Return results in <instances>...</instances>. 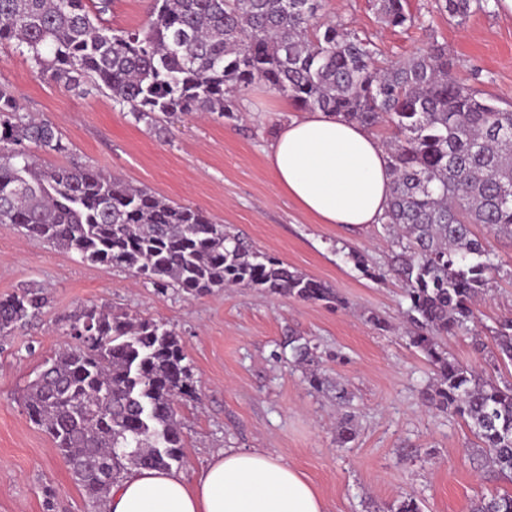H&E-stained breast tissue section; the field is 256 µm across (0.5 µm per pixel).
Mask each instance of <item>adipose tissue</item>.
<instances>
[{
	"instance_id": "1",
	"label": "adipose tissue",
	"mask_w": 512,
	"mask_h": 512,
	"mask_svg": "<svg viewBox=\"0 0 512 512\" xmlns=\"http://www.w3.org/2000/svg\"><path fill=\"white\" fill-rule=\"evenodd\" d=\"M280 189L322 224L380 223L393 175L365 128L308 112L277 132L268 153ZM108 512H327L313 484L269 450L228 448L195 484L136 468L112 488Z\"/></svg>"
}]
</instances>
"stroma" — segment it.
Listing matches in <instances>:
<instances>
[{"label":"stroma","instance_id":"obj_1","mask_svg":"<svg viewBox=\"0 0 512 512\" xmlns=\"http://www.w3.org/2000/svg\"><path fill=\"white\" fill-rule=\"evenodd\" d=\"M410 28L380 23L371 0H326L327 18L365 32L392 59L437 38L455 58L464 83L512 109V14L497 7L449 21L435 0H408ZM24 112L50 120L68 151L43 153L50 167L87 164L200 207L259 250L335 288L344 306L305 302L241 286L188 298L158 292L130 272L83 262L73 252L34 244L0 224V296L42 284L48 304L12 335L0 336V512H92L51 438L28 418L22 394L42 364L70 344L65 330L83 307H106L163 321L174 329L192 367L196 395L179 405L187 483L227 448H265L300 470L328 512H394L414 495L423 512H472L481 496L512 493L460 417L431 407L433 373L403 334V283L378 280L355 255L384 264L383 225L347 229L321 224L281 191L267 161L281 126L299 115L263 83L240 98L238 120L185 117L156 133L95 92L81 96L42 79L28 54L0 45V79ZM502 267L466 330L446 337L449 353L478 369L491 330L512 318V239H491ZM388 330H377L371 316ZM304 336L320 346L321 390L300 369L271 358L277 345ZM352 394L355 437L336 440V387Z\"/></svg>","mask_w":512,"mask_h":512}]
</instances>
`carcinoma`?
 <instances>
[{
	"label": "carcinoma",
	"mask_w": 512,
	"mask_h": 512,
	"mask_svg": "<svg viewBox=\"0 0 512 512\" xmlns=\"http://www.w3.org/2000/svg\"><path fill=\"white\" fill-rule=\"evenodd\" d=\"M144 24H105L113 0H0V43L34 61L41 77L113 104L153 128L165 117L208 112L232 119L236 94L260 80L300 111L366 128L390 123L392 196L382 218L388 269L406 287L409 343L435 375L429 403L469 425L496 471L512 477V382L458 362L441 344L473 316L498 272L489 236L512 239V111L461 83L448 48L430 37L408 57H382L355 29L324 18V0H149ZM461 23L490 0H438ZM386 26L410 27L407 0H373ZM56 126L35 120L0 80V224L199 297L228 286L337 304L326 283L247 244L191 205L101 169L44 167L64 153ZM482 224L486 236L473 233ZM47 303L28 282L0 297V335ZM66 334L76 344L42 365L24 394L29 419L53 440L98 507L128 467L168 470L184 457L178 399L195 394L178 334L153 318L86 307ZM294 366L319 389L317 346L288 337ZM493 363H512V319L492 330ZM473 512H512V494L481 497Z\"/></svg>",
	"instance_id": "carcinoma-1"
}]
</instances>
